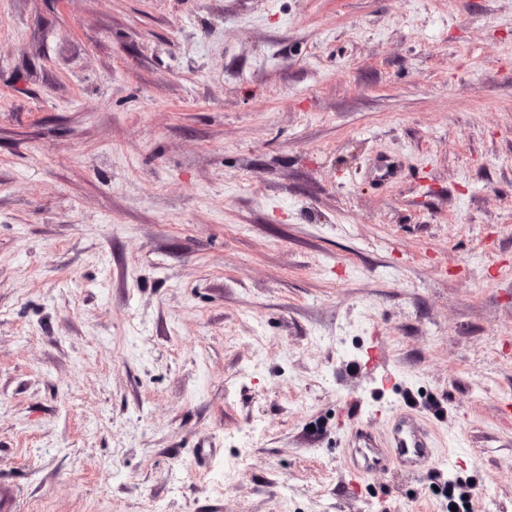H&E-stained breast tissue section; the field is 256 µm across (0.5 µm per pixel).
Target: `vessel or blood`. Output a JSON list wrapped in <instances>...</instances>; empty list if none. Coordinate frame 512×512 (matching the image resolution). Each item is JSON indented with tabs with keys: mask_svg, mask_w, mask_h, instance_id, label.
Wrapping results in <instances>:
<instances>
[{
	"mask_svg": "<svg viewBox=\"0 0 512 512\" xmlns=\"http://www.w3.org/2000/svg\"><path fill=\"white\" fill-rule=\"evenodd\" d=\"M392 456H385L380 448L368 446L362 449L363 466L354 467L352 475H366L386 470L391 461H398L417 472L427 471L435 462L429 430L412 419H405L395 428L391 437Z\"/></svg>",
	"mask_w": 512,
	"mask_h": 512,
	"instance_id": "b4317fda",
	"label": "vessel or blood"
}]
</instances>
